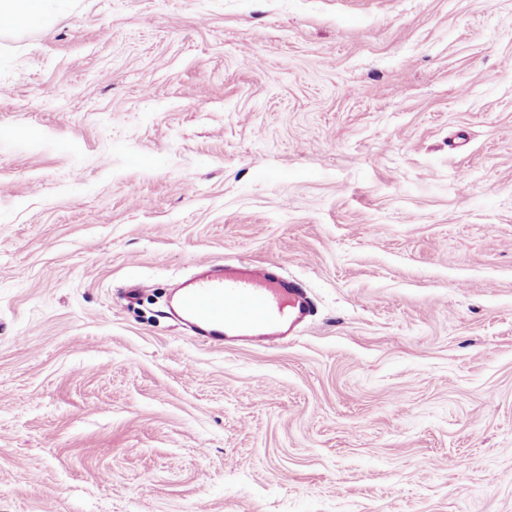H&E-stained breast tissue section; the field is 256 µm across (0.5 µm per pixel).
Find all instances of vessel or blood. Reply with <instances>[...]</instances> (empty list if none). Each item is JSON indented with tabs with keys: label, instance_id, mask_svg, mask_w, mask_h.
I'll return each mask as SVG.
<instances>
[{
	"label": "vessel or blood",
	"instance_id": "b4317fda",
	"mask_svg": "<svg viewBox=\"0 0 512 512\" xmlns=\"http://www.w3.org/2000/svg\"><path fill=\"white\" fill-rule=\"evenodd\" d=\"M170 311L208 345L272 348L297 335L311 313V301L273 264L237 261L202 266L178 289Z\"/></svg>",
	"mask_w": 512,
	"mask_h": 512
}]
</instances>
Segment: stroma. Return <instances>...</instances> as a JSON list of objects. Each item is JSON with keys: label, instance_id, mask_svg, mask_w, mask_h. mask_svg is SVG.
<instances>
[{"label": "stroma", "instance_id": "35a3bbf8", "mask_svg": "<svg viewBox=\"0 0 512 512\" xmlns=\"http://www.w3.org/2000/svg\"><path fill=\"white\" fill-rule=\"evenodd\" d=\"M3 128L0 512H512V0H66ZM237 260L288 344L166 316ZM170 311L210 346L257 343L272 348L297 336L310 316L311 301L272 263L237 261L202 266L178 289Z\"/></svg>", "mask_w": 512, "mask_h": 512}]
</instances>
